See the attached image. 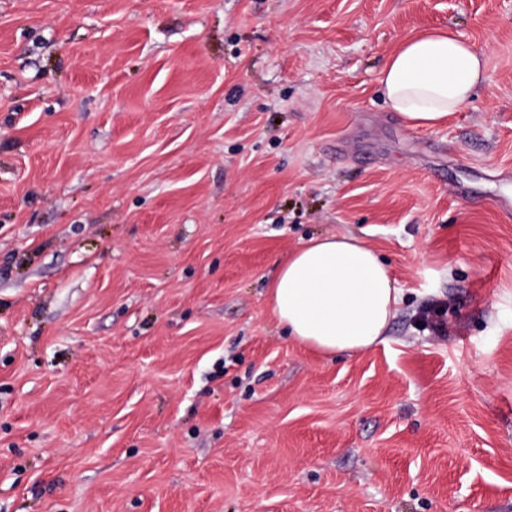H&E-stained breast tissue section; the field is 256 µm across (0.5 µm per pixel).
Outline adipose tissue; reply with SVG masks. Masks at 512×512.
<instances>
[{
	"mask_svg": "<svg viewBox=\"0 0 512 512\" xmlns=\"http://www.w3.org/2000/svg\"><path fill=\"white\" fill-rule=\"evenodd\" d=\"M484 61L452 31L403 40L382 69L385 100L411 128L444 124L472 97ZM273 316L289 336L318 352L357 353L386 340L401 303L388 269L356 237L309 239L278 265L268 286Z\"/></svg>",
	"mask_w": 512,
	"mask_h": 512,
	"instance_id": "obj_1",
	"label": "adipose tissue"
}]
</instances>
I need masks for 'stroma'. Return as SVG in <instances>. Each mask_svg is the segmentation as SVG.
<instances>
[{"label":"stroma","mask_w":512,"mask_h":512,"mask_svg":"<svg viewBox=\"0 0 512 512\" xmlns=\"http://www.w3.org/2000/svg\"><path fill=\"white\" fill-rule=\"evenodd\" d=\"M431 29L484 76L413 129ZM332 234L403 291L358 354L269 308ZM0 512H512V0H0ZM484 60L448 30L403 40L382 69L385 100L410 128L444 124L472 97L483 79Z\"/></svg>","instance_id":"35a3bbf8"}]
</instances>
